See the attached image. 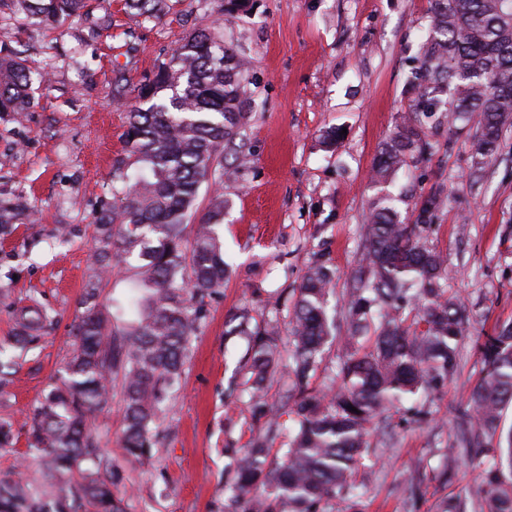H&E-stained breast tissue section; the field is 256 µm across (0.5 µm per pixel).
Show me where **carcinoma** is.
Here are the masks:
<instances>
[{"instance_id":"carcinoma-1","label":"carcinoma","mask_w":512,"mask_h":512,"mask_svg":"<svg viewBox=\"0 0 512 512\" xmlns=\"http://www.w3.org/2000/svg\"><path fill=\"white\" fill-rule=\"evenodd\" d=\"M432 2V35L410 76L418 95L380 152L372 175L378 183L420 149L419 130L435 112L476 127L478 165L495 160L512 122V6ZM4 4L51 29L92 15L86 0ZM125 6L144 21L171 9L168 0ZM32 82L26 62L1 53L0 112L27 111ZM246 84L247 63L225 45L214 19L134 89L122 134L134 171L113 172V195L122 204H104L96 216L94 274L70 330L72 353L27 418V453L39 470L0 479V512H125L113 493L119 477L94 442L91 418L112 399L119 377L127 454L138 458L159 443L161 415L206 317V300L221 295L230 272L220 187L251 162L243 136ZM204 188L212 197L192 225ZM444 203L437 193L425 197L412 224L385 200L374 203L344 301L345 335L337 334L327 309L335 271L321 261L308 267L289 308L288 355L279 349L278 322L254 324L246 310L231 318V333L249 339L241 369L259 434L236 460L229 512H327L350 493L370 436L392 445L390 410L455 375L471 317L448 288L446 260L428 239L430 220ZM26 210L21 196L0 200V230ZM114 266L115 280L129 292L105 312L98 285ZM14 316L19 332L11 348L21 355L49 313L34 303L15 308ZM333 349L335 374L318 389L311 380ZM475 349L482 368L457 410L441 476L450 481L459 460H469L478 470L477 497L445 498L438 512H512V429L498 433L512 405V322L476 340ZM279 372L289 380V427L267 419L266 382ZM279 437L286 448L272 467L267 456Z\"/></svg>"}]
</instances>
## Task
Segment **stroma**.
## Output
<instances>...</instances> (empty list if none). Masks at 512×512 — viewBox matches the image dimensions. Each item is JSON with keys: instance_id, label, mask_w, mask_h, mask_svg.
<instances>
[{"instance_id": "obj_1", "label": "stroma", "mask_w": 512, "mask_h": 512, "mask_svg": "<svg viewBox=\"0 0 512 512\" xmlns=\"http://www.w3.org/2000/svg\"><path fill=\"white\" fill-rule=\"evenodd\" d=\"M161 19H131L124 0H102L112 26L47 30L22 14H0V45L46 69L27 112L0 113V194L34 208L0 235V346L15 331L14 304L37 299L53 321L18 359L0 392V418L13 422L0 450V478L30 470L26 416L71 352L70 329L92 266L94 216L112 199V175L128 156L123 102L151 77L211 12L210 0H173ZM432 0H246L220 17L224 41L250 63L246 144L250 166L225 182L224 255L231 276L192 342L159 431L140 459L123 446L120 395L98 412L93 431L120 481L127 512H220L235 460L257 433L249 394L230 389L248 350L227 335L229 318L284 320L316 258L346 292L360 253V228L374 199L387 195L406 221L439 192L430 243L447 259L448 286L465 303L472 336L458 373L424 400L426 417L403 422L393 408L394 447L370 440L352 476L350 498L332 512H436L441 497L476 490L477 472L460 462L448 484L439 472L456 410L480 366L474 339L512 321V127L496 160L477 168L471 126L439 112L421 129L426 151L383 188L371 183L375 159L414 96L406 78L428 35ZM339 130L334 146L326 131Z\"/></svg>"}]
</instances>
